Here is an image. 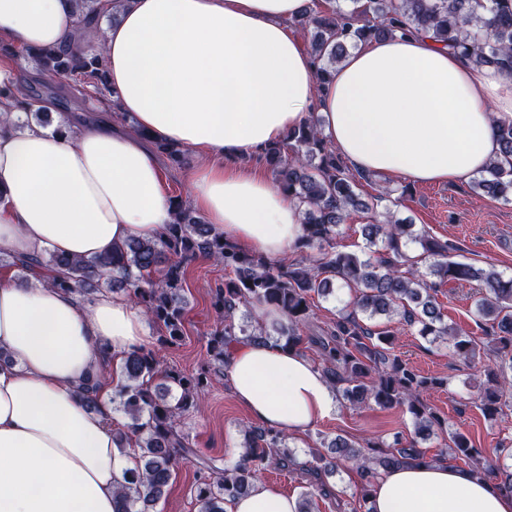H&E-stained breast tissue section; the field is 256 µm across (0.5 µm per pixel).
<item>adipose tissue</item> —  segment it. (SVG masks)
<instances>
[{
	"instance_id": "1",
	"label": "adipose tissue",
	"mask_w": 512,
	"mask_h": 512,
	"mask_svg": "<svg viewBox=\"0 0 512 512\" xmlns=\"http://www.w3.org/2000/svg\"><path fill=\"white\" fill-rule=\"evenodd\" d=\"M309 0H126L106 33L109 83L135 129L62 121L17 131V66L0 61V252L89 258L173 220L162 140L202 152L191 204L244 250L284 256L302 234L304 203L245 157L317 115L353 172L454 184L501 153L494 122L512 119V70L475 67L422 35L361 43L318 91L290 23ZM74 0H0V37L26 48L74 44ZM150 336L142 308L108 291L91 298L0 276V512H115L133 468L114 442L109 404L75 393L103 355ZM251 417L300 434L337 408L336 391L302 353L234 346L224 367ZM371 512H512V490L447 462L380 471ZM227 512H297L265 482Z\"/></svg>"
}]
</instances>
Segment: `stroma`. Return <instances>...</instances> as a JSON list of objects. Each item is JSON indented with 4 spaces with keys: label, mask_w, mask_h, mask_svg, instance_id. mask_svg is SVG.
<instances>
[{
    "label": "stroma",
    "mask_w": 512,
    "mask_h": 512,
    "mask_svg": "<svg viewBox=\"0 0 512 512\" xmlns=\"http://www.w3.org/2000/svg\"><path fill=\"white\" fill-rule=\"evenodd\" d=\"M398 189L402 197L394 211L398 217L412 219L416 229H423L440 241L452 244L450 260L477 267L494 266L504 275L512 276V200L493 199L478 194L471 181L454 186L403 185L392 178L371 177L361 183L363 196H376L383 188ZM223 266L200 258L187 267L184 297L187 303L182 340L167 349L168 367L185 372H197L206 362V343L217 324L211 305V291L223 282ZM476 284L457 282L444 285L436 300L449 323L462 326L476 344V356L470 360L450 356L442 342H429L401 324H393L396 333L394 351L420 373L445 379L443 388L427 396L430 405L447 417L450 432L467 436L478 448L486 449L498 476L512 471V449L499 451L503 439L512 440V391L506 393L504 422L486 418L479 408L480 393L486 382L483 366L487 362V328L476 310ZM344 296L315 299L313 315L303 327L302 353L316 359V347L311 337L335 321L345 306ZM247 410L237 403L223 374L211 377L206 403L201 410L187 414L181 421L198 453L215 460L217 465L238 460L243 451L241 429L252 425ZM342 436L353 441L370 439L391 444L394 439H413L414 424L399 408L383 409L371 406L352 409L339 405L329 418L315 424L304 434L292 437L289 448L296 464L287 471L270 470L265 481L279 486L284 492L299 495L312 482L307 472L310 445L321 438ZM195 463L179 466L174 480L153 512H198L194 496ZM360 481L359 473L350 463H341L328 479L331 496L318 500L319 512H352L353 494Z\"/></svg>",
    "instance_id": "stroma-1"
}]
</instances>
